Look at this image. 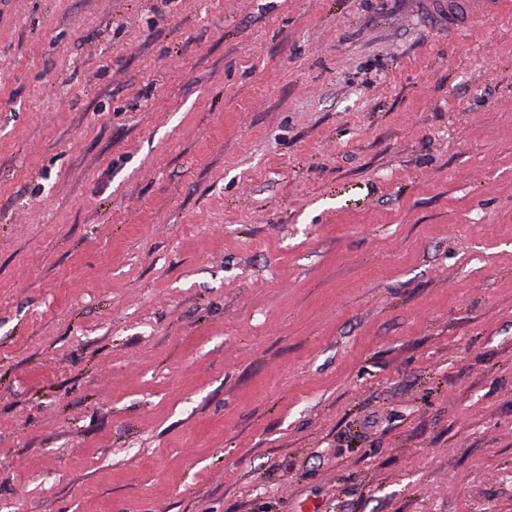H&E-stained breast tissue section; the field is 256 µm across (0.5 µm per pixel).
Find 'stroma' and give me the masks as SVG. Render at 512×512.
Instances as JSON below:
<instances>
[{
  "label": "stroma",
  "mask_w": 512,
  "mask_h": 512,
  "mask_svg": "<svg viewBox=\"0 0 512 512\" xmlns=\"http://www.w3.org/2000/svg\"><path fill=\"white\" fill-rule=\"evenodd\" d=\"M0 512H512V0H0ZM498 1L500 0H448V13L465 11L467 15L482 16L489 14Z\"/></svg>",
  "instance_id": "obj_1"
}]
</instances>
